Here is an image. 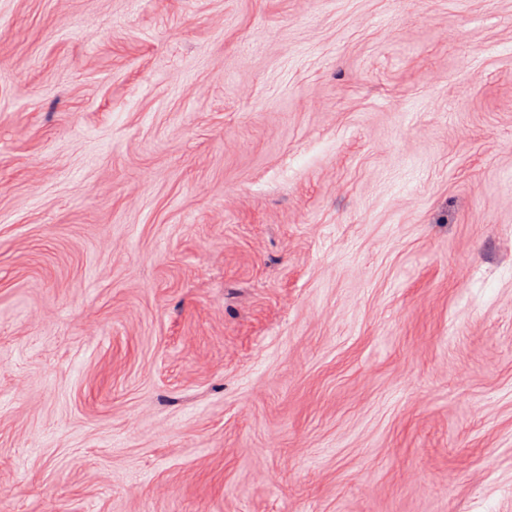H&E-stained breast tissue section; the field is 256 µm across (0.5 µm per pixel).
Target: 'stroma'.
<instances>
[{"mask_svg": "<svg viewBox=\"0 0 512 512\" xmlns=\"http://www.w3.org/2000/svg\"><path fill=\"white\" fill-rule=\"evenodd\" d=\"M0 512H512V0H0Z\"/></svg>", "mask_w": 512, "mask_h": 512, "instance_id": "1", "label": "stroma"}]
</instances>
